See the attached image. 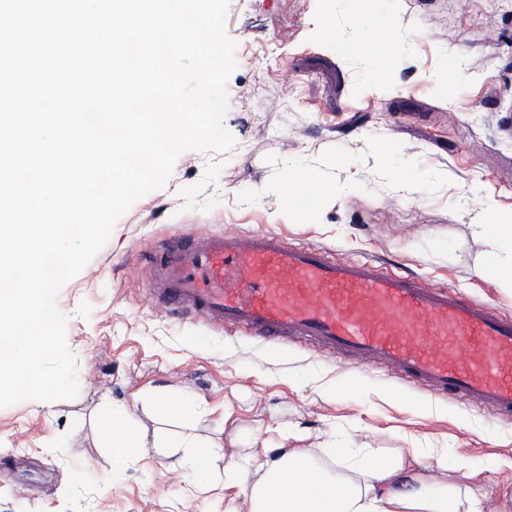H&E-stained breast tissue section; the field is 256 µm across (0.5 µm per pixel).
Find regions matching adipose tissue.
<instances>
[{
  "label": "adipose tissue",
  "mask_w": 512,
  "mask_h": 512,
  "mask_svg": "<svg viewBox=\"0 0 512 512\" xmlns=\"http://www.w3.org/2000/svg\"><path fill=\"white\" fill-rule=\"evenodd\" d=\"M471 230L489 247L482 275L512 288V214L483 211ZM327 454L337 472L316 466L312 449L296 444L246 463L228 451L224 479L236 481L238 471L247 470V512H486V496L466 459L436 462L423 477L414 470L422 460L415 448L390 460L366 448Z\"/></svg>",
  "instance_id": "1"
}]
</instances>
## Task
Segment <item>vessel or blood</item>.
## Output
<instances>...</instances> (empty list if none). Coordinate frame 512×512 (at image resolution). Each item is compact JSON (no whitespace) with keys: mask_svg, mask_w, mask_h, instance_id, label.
Returning <instances> with one entry per match:
<instances>
[{"mask_svg":"<svg viewBox=\"0 0 512 512\" xmlns=\"http://www.w3.org/2000/svg\"><path fill=\"white\" fill-rule=\"evenodd\" d=\"M239 283L224 286L225 275ZM156 299L173 313L265 342L303 336L395 365L403 380L512 414V317L450 287L277 234L213 232L161 243ZM467 352L456 360L453 349Z\"/></svg>","mask_w":512,"mask_h":512,"instance_id":"1","label":"vessel or blood"}]
</instances>
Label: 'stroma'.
<instances>
[{
    "instance_id": "1",
    "label": "stroma",
    "mask_w": 512,
    "mask_h": 512,
    "mask_svg": "<svg viewBox=\"0 0 512 512\" xmlns=\"http://www.w3.org/2000/svg\"><path fill=\"white\" fill-rule=\"evenodd\" d=\"M392 16L391 68L341 54L376 36L349 0H231L237 44L222 152L183 153L163 187L138 200L105 247L59 291L80 392L0 408V512H227L224 455L198 481L184 435L278 447L281 430L315 447L444 448L477 483L512 490V419L419 384L393 368L303 339L261 342L235 327L172 315L147 269L162 241L184 233L269 231L339 258H368L453 287L512 315V290L482 277L487 245L468 229L481 209L512 212V0H367ZM455 73L445 85L447 73ZM411 159L408 192L377 151ZM326 187L311 208L272 218L296 168ZM346 185L337 198V185ZM190 399L194 420L163 419L157 399ZM133 420L141 446L114 455L100 419Z\"/></svg>"
}]
</instances>
